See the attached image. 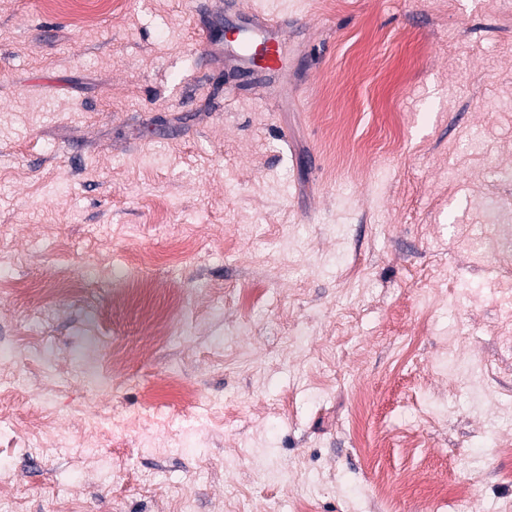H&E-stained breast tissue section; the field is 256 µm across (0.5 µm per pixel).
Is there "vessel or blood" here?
Masks as SVG:
<instances>
[{"label": "vessel or blood", "instance_id": "b4317fda", "mask_svg": "<svg viewBox=\"0 0 512 512\" xmlns=\"http://www.w3.org/2000/svg\"><path fill=\"white\" fill-rule=\"evenodd\" d=\"M279 24L267 14L250 12L245 33L228 41L225 57L250 68L254 61H261L267 72H277L281 64Z\"/></svg>", "mask_w": 512, "mask_h": 512}]
</instances>
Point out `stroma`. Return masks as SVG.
Returning <instances> with one entry per match:
<instances>
[{"label": "stroma", "instance_id": "obj_1", "mask_svg": "<svg viewBox=\"0 0 512 512\" xmlns=\"http://www.w3.org/2000/svg\"><path fill=\"white\" fill-rule=\"evenodd\" d=\"M248 7L284 21L275 75L194 40ZM510 222L512 0L80 29L0 0V275L33 287H0V484L23 512H512ZM131 239L167 341L121 297Z\"/></svg>", "mask_w": 512, "mask_h": 512}]
</instances>
